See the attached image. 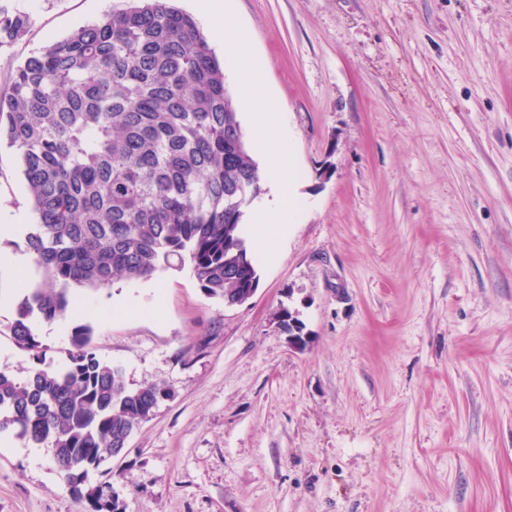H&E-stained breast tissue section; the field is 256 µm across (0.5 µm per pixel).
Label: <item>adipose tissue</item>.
<instances>
[{
  "label": "adipose tissue",
  "instance_id": "obj_1",
  "mask_svg": "<svg viewBox=\"0 0 512 512\" xmlns=\"http://www.w3.org/2000/svg\"><path fill=\"white\" fill-rule=\"evenodd\" d=\"M224 43L231 66L239 76L242 101L252 115L258 151L267 157L266 175L273 190L256 211L251 232L264 244L287 237L296 217L294 159L285 132V117L261 78L262 66L253 56L247 33L231 22L224 0H197Z\"/></svg>",
  "mask_w": 512,
  "mask_h": 512
}]
</instances>
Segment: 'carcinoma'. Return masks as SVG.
I'll return each mask as SVG.
<instances>
[{"label": "carcinoma", "instance_id": "cac0c4a2", "mask_svg": "<svg viewBox=\"0 0 512 512\" xmlns=\"http://www.w3.org/2000/svg\"><path fill=\"white\" fill-rule=\"evenodd\" d=\"M29 20L0 12V35ZM13 148L38 224L27 246L41 281L15 308L11 337L40 347L35 324L64 318L75 290L148 280L190 264L224 302L259 283L242 235L241 196L260 195L236 104L195 19L172 0H136L51 41L0 87V140ZM93 327L73 328L60 370L0 371V432L44 445L66 483L71 465L123 445L165 385L127 386L97 357ZM105 481L77 499L101 512Z\"/></svg>", "mask_w": 512, "mask_h": 512}]
</instances>
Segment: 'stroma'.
Segmentation results:
<instances>
[{
    "mask_svg": "<svg viewBox=\"0 0 512 512\" xmlns=\"http://www.w3.org/2000/svg\"><path fill=\"white\" fill-rule=\"evenodd\" d=\"M128 0H0L32 26L0 84L50 39ZM288 119L298 218L254 295L189 270L79 291L103 361L169 396L111 474L123 512H512V0H235ZM0 208L33 213L0 146ZM0 371L61 368L81 316L10 334ZM309 336L294 351L275 317ZM46 447L0 433V512H83Z\"/></svg>",
    "mask_w": 512,
    "mask_h": 512,
    "instance_id": "1",
    "label": "stroma"
}]
</instances>
